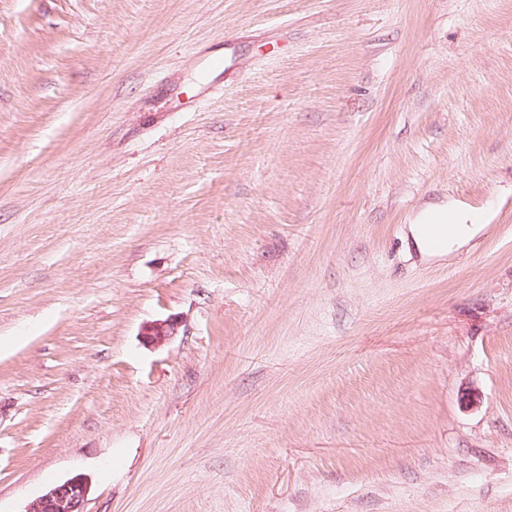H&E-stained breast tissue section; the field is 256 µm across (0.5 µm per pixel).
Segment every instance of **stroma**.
Listing matches in <instances>:
<instances>
[{
	"instance_id": "1",
	"label": "stroma",
	"mask_w": 512,
	"mask_h": 512,
	"mask_svg": "<svg viewBox=\"0 0 512 512\" xmlns=\"http://www.w3.org/2000/svg\"><path fill=\"white\" fill-rule=\"evenodd\" d=\"M77 473L512 512V0H0V512ZM445 211L444 208L426 210L421 214L416 223L409 224V232L415 247L423 256L439 259L448 256L449 258L468 244L482 229L481 224L467 223V217L460 215V223L457 224L454 232L448 237L453 223L450 218L447 220L444 218L437 223H433L434 228L436 231L441 228H448V233L441 234L438 240H434L432 227L427 222L435 217L443 216ZM177 325L174 320L149 322L142 326L140 335L146 344L158 346L175 334Z\"/></svg>"
}]
</instances>
